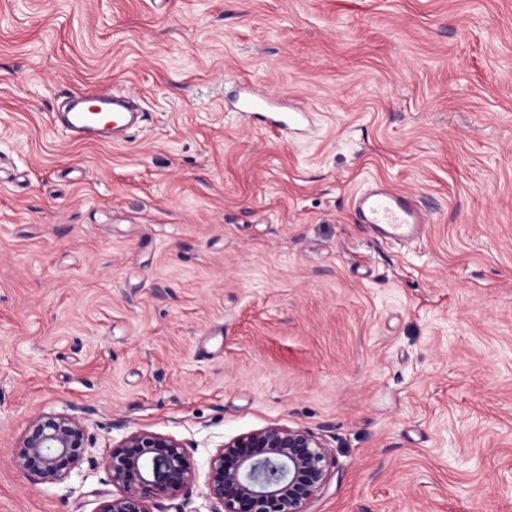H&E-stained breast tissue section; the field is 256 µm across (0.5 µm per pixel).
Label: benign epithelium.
I'll return each mask as SVG.
<instances>
[{"label": "benign epithelium", "mask_w": 512, "mask_h": 512, "mask_svg": "<svg viewBox=\"0 0 512 512\" xmlns=\"http://www.w3.org/2000/svg\"><path fill=\"white\" fill-rule=\"evenodd\" d=\"M88 427L69 413L29 420L16 449L18 466L42 483H58L84 462L100 466L118 493L100 494L97 512H155L158 501L190 488L196 472L182 443L132 431L100 459L91 456ZM336 459L308 429L269 425L240 434L209 462L208 512H308L330 480Z\"/></svg>", "instance_id": "obj_1"}]
</instances>
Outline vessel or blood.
I'll return each mask as SVG.
<instances>
[{
	"instance_id": "1",
	"label": "vessel or blood",
	"mask_w": 512,
	"mask_h": 512,
	"mask_svg": "<svg viewBox=\"0 0 512 512\" xmlns=\"http://www.w3.org/2000/svg\"><path fill=\"white\" fill-rule=\"evenodd\" d=\"M62 107L57 120L75 143L119 145L127 142L130 132L142 129L147 120L134 98L117 88L66 92ZM237 114L248 124L276 133L289 130L288 123L268 112L260 98L243 97ZM352 206L360 223L397 241L420 237L429 222L417 196L382 181L355 194Z\"/></svg>"
}]
</instances>
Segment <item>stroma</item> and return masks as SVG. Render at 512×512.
Returning <instances> with one entry per match:
<instances>
[{
	"label": "stroma",
	"mask_w": 512,
	"mask_h": 512,
	"mask_svg": "<svg viewBox=\"0 0 512 512\" xmlns=\"http://www.w3.org/2000/svg\"><path fill=\"white\" fill-rule=\"evenodd\" d=\"M310 112L243 125L230 79ZM148 114L74 144L69 90ZM432 222L387 243L355 192ZM79 415L94 457L144 429L196 469L271 424L337 469L308 512H512V0H0V512H96L102 469L16 466ZM352 206L361 224L396 241L419 238L430 223L417 196L382 181L355 194Z\"/></svg>",
	"instance_id": "1"
}]
</instances>
